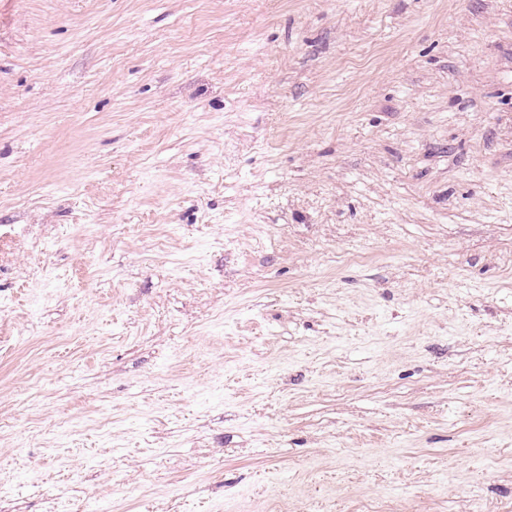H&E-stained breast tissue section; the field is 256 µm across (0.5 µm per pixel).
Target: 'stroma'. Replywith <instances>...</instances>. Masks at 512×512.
<instances>
[{
	"label": "stroma",
	"instance_id": "35a3bbf8",
	"mask_svg": "<svg viewBox=\"0 0 512 512\" xmlns=\"http://www.w3.org/2000/svg\"><path fill=\"white\" fill-rule=\"evenodd\" d=\"M0 512H512V0H0Z\"/></svg>",
	"mask_w": 512,
	"mask_h": 512
}]
</instances>
